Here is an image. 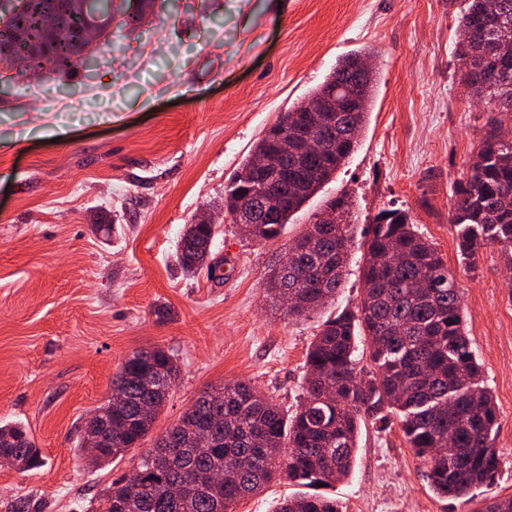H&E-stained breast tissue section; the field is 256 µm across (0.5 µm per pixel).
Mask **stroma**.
<instances>
[{
    "label": "stroma",
    "instance_id": "stroma-1",
    "mask_svg": "<svg viewBox=\"0 0 512 512\" xmlns=\"http://www.w3.org/2000/svg\"><path fill=\"white\" fill-rule=\"evenodd\" d=\"M462 0H157L137 27L112 9L107 38L70 77L0 68V422L29 431L42 466H0V512H102L141 454L88 466L92 411L134 350L162 347L180 375L145 445L206 389L245 381L295 409L327 317L288 316L264 274L324 204L355 202L363 237L383 209L409 213L463 293L466 328L498 407L497 492L512 494V270L497 248L464 267L450 222L457 182L489 118L456 56ZM369 53L375 99L353 155L276 241L216 224L223 279L176 261L186 224L224 201L257 140L338 57ZM115 218L97 230L100 216ZM164 306L170 319L157 321ZM398 419L363 424L342 512H467L439 499Z\"/></svg>",
    "mask_w": 512,
    "mask_h": 512
}]
</instances>
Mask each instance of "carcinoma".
Returning <instances> with one entry per match:
<instances>
[{
    "mask_svg": "<svg viewBox=\"0 0 512 512\" xmlns=\"http://www.w3.org/2000/svg\"><path fill=\"white\" fill-rule=\"evenodd\" d=\"M50 0H28L14 29L25 34L4 63L26 71L49 67L66 75L78 65L89 42L44 46L43 26ZM493 11L495 29L485 33L490 55L481 60L462 41L458 57L463 81L473 96L512 109V49L503 52L502 34L512 38V0H468L462 30ZM355 53L336 67L307 98L284 113L288 139L297 150V171L273 179L271 191L283 204L275 220L262 218L259 200L241 204L256 160L275 154L262 138L244 159L224 190V216L235 224L241 211L253 223L244 234L261 242L276 240L290 218L328 182L353 154L374 98L377 74L355 72ZM492 69L495 81L483 78ZM356 84L364 98L360 112L306 111L307 103ZM320 118L336 126L319 154L303 151L309 124ZM490 129L470 168L455 189L451 223L464 263L480 249L496 246L512 267V139ZM341 210L338 224L315 221L296 239L300 251L288 266L272 269L267 292L288 305V315L307 316L336 298L344 280L347 250L353 243V202L341 194L326 204ZM391 216H386V213ZM210 233L205 224H188L178 247L185 271L205 265L202 246ZM363 294L356 309L328 317L307 352L303 397L293 413L249 383L227 382L203 391L179 417L181 447L158 437L133 470L138 484L122 476L103 498L104 512H233L241 499L261 491L285 475L299 485L329 488L353 471L361 422H384L387 409L397 416L406 444L427 464V478L440 497L473 501L474 490L496 484L500 459L494 442L497 405L481 378L466 334L462 294L454 274L435 246L416 230L403 210L381 211L369 224L363 243ZM368 339L370 366L360 365L357 339ZM179 376L174 356L160 347L133 351L112 378V391L123 401H106L96 411L112 416V447L99 449L98 463L109 465L137 448L152 430ZM0 454L14 459L19 470L41 463L40 450L19 422L0 423ZM273 512H341L336 499L317 492L290 495ZM473 512H512V495L492 496Z\"/></svg>",
    "mask_w": 512,
    "mask_h": 512,
    "instance_id": "obj_1",
    "label": "carcinoma"
}]
</instances>
